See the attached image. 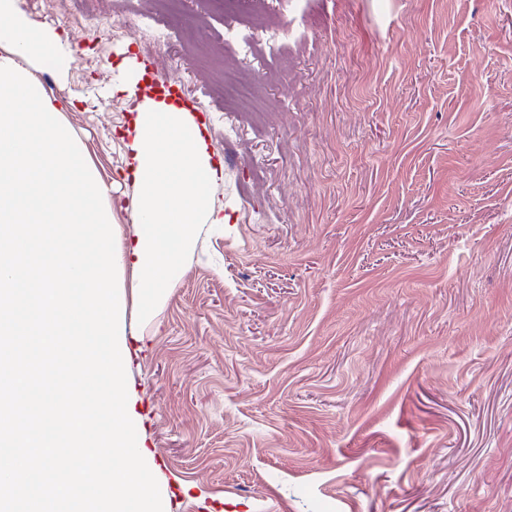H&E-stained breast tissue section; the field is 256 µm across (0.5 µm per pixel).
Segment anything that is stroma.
Masks as SVG:
<instances>
[{
    "label": "stroma",
    "instance_id": "stroma-1",
    "mask_svg": "<svg viewBox=\"0 0 512 512\" xmlns=\"http://www.w3.org/2000/svg\"><path fill=\"white\" fill-rule=\"evenodd\" d=\"M164 512H512V0H64ZM131 49L224 179L144 309ZM170 57L172 69L157 61ZM122 67L127 75L123 81L115 85L112 89V94L114 92L118 94L128 93V97L132 98L135 96L137 87L144 78L145 69H140L139 65L136 63L135 57L125 58Z\"/></svg>",
    "mask_w": 512,
    "mask_h": 512
}]
</instances>
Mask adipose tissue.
Segmentation results:
<instances>
[{"mask_svg":"<svg viewBox=\"0 0 512 512\" xmlns=\"http://www.w3.org/2000/svg\"><path fill=\"white\" fill-rule=\"evenodd\" d=\"M123 69L126 77L115 92L138 98L128 131V177L135 188L137 216L132 255L145 277L141 297L149 308L179 272L197 225L220 223L212 188L224 170L212 160L202 134L187 135L195 123L190 107L167 89L137 95L143 69L132 57L125 58Z\"/></svg>","mask_w":512,"mask_h":512,"instance_id":"ef3b65f1","label":"adipose tissue"}]
</instances>
